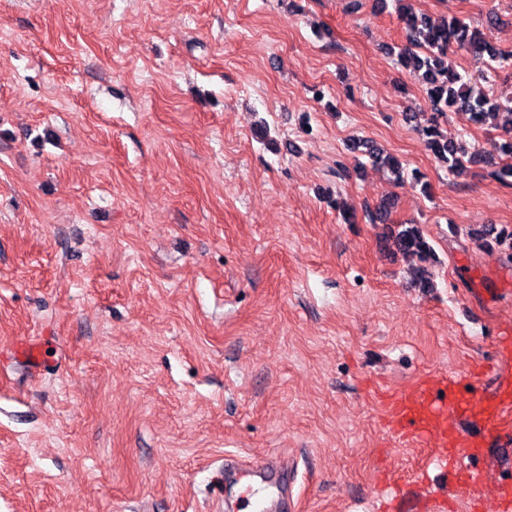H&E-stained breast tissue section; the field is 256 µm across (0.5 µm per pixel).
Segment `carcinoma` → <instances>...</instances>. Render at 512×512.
I'll list each match as a JSON object with an SVG mask.
<instances>
[{"label": "carcinoma", "mask_w": 512, "mask_h": 512, "mask_svg": "<svg viewBox=\"0 0 512 512\" xmlns=\"http://www.w3.org/2000/svg\"><path fill=\"white\" fill-rule=\"evenodd\" d=\"M400 19L405 24L406 44L399 48L398 64L429 85L428 103L432 117L427 125L418 129L421 140L434 157L452 172H462L470 167H498L494 174L503 182L512 178V93L491 95L482 90L474 91L473 77L461 74L449 61L448 51L466 52L481 63L492 61L503 67L512 62V51H506L487 40L483 33L457 17L433 20L414 13L411 0H395ZM450 112H467L477 124L493 120L500 130L498 139L488 150L472 151L456 141H450L439 130V120ZM375 165L388 169L396 181H404V168L392 155L382 151L370 153ZM480 247L512 249V231L502 230L496 242L486 241L477 232ZM395 243L403 251L422 262L434 258L432 246L418 225L410 224L401 230Z\"/></svg>", "instance_id": "obj_1"}]
</instances>
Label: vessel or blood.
<instances>
[{"instance_id":"1","label":"vessel or blood","mask_w":512,"mask_h":512,"mask_svg":"<svg viewBox=\"0 0 512 512\" xmlns=\"http://www.w3.org/2000/svg\"><path fill=\"white\" fill-rule=\"evenodd\" d=\"M482 374H437L434 381L417 384L385 398L384 417L391 433L404 441L423 442L436 437L447 456L438 466L435 480L452 484L469 503H476L486 479L479 459L486 448L512 447V434L504 432L512 420V348L501 347L495 355V387L481 389ZM237 469L225 459L224 471ZM240 471L248 478L244 506L261 503L268 489H277L283 512H289L287 458H255Z\"/></svg>"}]
</instances>
